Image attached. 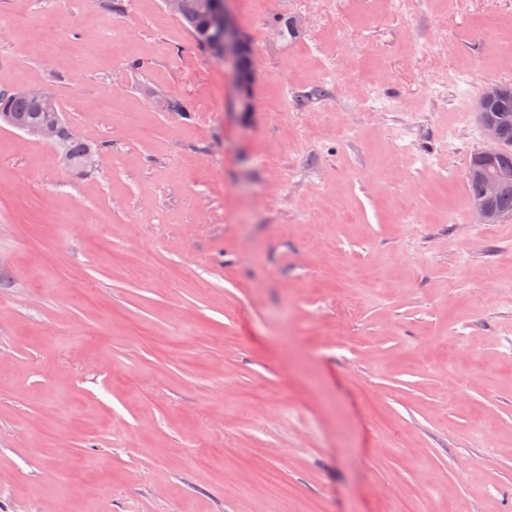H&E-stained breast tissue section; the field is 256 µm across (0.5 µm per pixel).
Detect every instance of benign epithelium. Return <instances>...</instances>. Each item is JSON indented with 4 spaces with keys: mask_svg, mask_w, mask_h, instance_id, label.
<instances>
[{
    "mask_svg": "<svg viewBox=\"0 0 512 512\" xmlns=\"http://www.w3.org/2000/svg\"><path fill=\"white\" fill-rule=\"evenodd\" d=\"M205 8H214V13L221 18L224 27V38L207 48L208 53L224 62L235 73L242 88H247L254 71V59L250 46L238 30L230 9L221 0L209 4ZM509 90L507 85H493L485 88L478 100L480 125L483 136L489 147L476 155L469 167L466 177L480 185V191L471 202V210L482 224H493L499 217L494 206V200L499 190L512 182V166L495 165L498 159L512 156V135L502 125L483 112V107L500 98ZM13 128L21 131L38 141L60 147L65 138H77L79 134L67 123L64 113L56 112L53 118L40 126L29 127L18 121Z\"/></svg>",
    "mask_w": 512,
    "mask_h": 512,
    "instance_id": "1",
    "label": "benign epithelium"
}]
</instances>
